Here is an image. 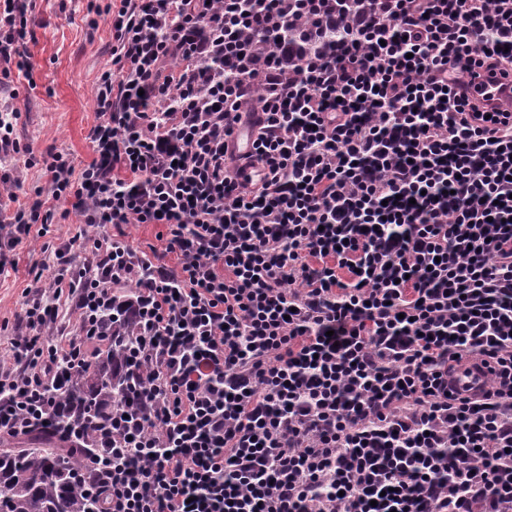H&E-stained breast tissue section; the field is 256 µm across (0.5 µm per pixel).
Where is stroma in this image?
I'll use <instances>...</instances> for the list:
<instances>
[{
  "mask_svg": "<svg viewBox=\"0 0 512 512\" xmlns=\"http://www.w3.org/2000/svg\"><path fill=\"white\" fill-rule=\"evenodd\" d=\"M87 4L37 0L36 22L25 45L34 64L33 79L13 77L0 83V94L15 98L20 142L40 153L67 152L78 168L93 156L90 135L98 112L92 82L112 64V33L103 24L88 29ZM17 260V270L0 276V322L14 320L20 311L31 283L29 269L44 260L40 242L23 246Z\"/></svg>",
  "mask_w": 512,
  "mask_h": 512,
  "instance_id": "obj_1",
  "label": "stroma"
}]
</instances>
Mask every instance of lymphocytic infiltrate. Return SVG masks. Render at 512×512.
<instances>
[{
    "instance_id": "obj_1",
    "label": "lymphocytic infiltrate",
    "mask_w": 512,
    "mask_h": 512,
    "mask_svg": "<svg viewBox=\"0 0 512 512\" xmlns=\"http://www.w3.org/2000/svg\"><path fill=\"white\" fill-rule=\"evenodd\" d=\"M35 8L0 0V75L31 78ZM301 15L337 47L290 76L275 23ZM102 23L84 168L0 100V273L35 238L54 268L8 338L0 441L92 447L98 512H512V106L469 90L512 75V0H108ZM49 201L79 234L48 240ZM126 224L166 226L162 252ZM118 312L130 395L63 425ZM472 358L484 390H451Z\"/></svg>"
}]
</instances>
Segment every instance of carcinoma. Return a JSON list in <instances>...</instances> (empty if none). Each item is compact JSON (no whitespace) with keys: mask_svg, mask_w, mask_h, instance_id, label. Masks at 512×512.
I'll list each match as a JSON object with an SVG mask.
<instances>
[{"mask_svg":"<svg viewBox=\"0 0 512 512\" xmlns=\"http://www.w3.org/2000/svg\"><path fill=\"white\" fill-rule=\"evenodd\" d=\"M284 37L297 55L316 46L299 29H286ZM122 351L119 341L105 347L91 370L66 388L64 421L78 423L86 415L102 418L100 407L125 397L128 377ZM39 439L44 441L40 447L0 451V512H95V501L81 494L75 481L80 474L92 476L90 449L54 446L52 437L45 435Z\"/></svg>","mask_w":512,"mask_h":512,"instance_id":"cac0c4a2","label":"carcinoma"}]
</instances>
